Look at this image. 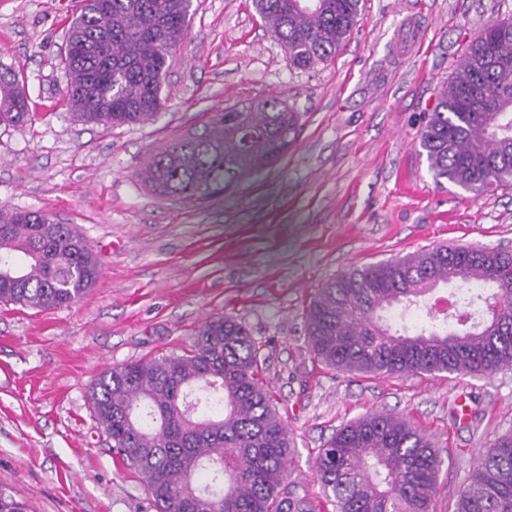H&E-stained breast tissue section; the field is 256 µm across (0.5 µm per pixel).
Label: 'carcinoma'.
I'll return each mask as SVG.
<instances>
[{"mask_svg": "<svg viewBox=\"0 0 512 512\" xmlns=\"http://www.w3.org/2000/svg\"><path fill=\"white\" fill-rule=\"evenodd\" d=\"M253 5L302 69L330 61L360 15V0ZM191 8L192 0H86L61 55L72 117L105 128L153 120ZM299 119L280 97L226 108L202 134L153 155L139 176L161 195L217 197L276 162ZM30 120L24 82L0 72V125ZM420 146L438 185L476 193L512 186L511 19L476 33L427 115ZM101 273L100 256L70 225L38 212H0V302L68 306ZM441 284L456 286L466 308L452 323L428 308ZM306 326L313 353L344 372L465 377L511 368L512 253L438 246L354 268L318 289ZM260 366V346L245 327L216 316L183 354L126 362L94 381V417L157 512H313L306 500L281 495L292 438ZM440 465L425 430L387 411L339 428L315 460L336 512H433ZM0 512L27 508L0 485ZM456 512H512V430L457 491Z\"/></svg>", "mask_w": 512, "mask_h": 512, "instance_id": "obj_1", "label": "carcinoma"}]
</instances>
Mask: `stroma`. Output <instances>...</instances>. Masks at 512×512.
<instances>
[{"label": "stroma", "mask_w": 512, "mask_h": 512, "mask_svg": "<svg viewBox=\"0 0 512 512\" xmlns=\"http://www.w3.org/2000/svg\"><path fill=\"white\" fill-rule=\"evenodd\" d=\"M185 41L143 125L75 121L60 51L79 0H0V69L23 78L34 120L0 126V210L39 211L83 234L103 262L63 308L0 302V483L29 512H155L97 424L89 390L106 368L180 354L213 316L241 322L293 438L283 492L329 512L318 448L366 412L400 414L443 464L434 512L512 429V368L377 378L321 363L306 311L345 271L442 245L512 252V186L436 184L419 143L426 115L484 25L512 0H361L332 61L294 68L251 0H193ZM280 96L300 112L277 163L207 201L169 198L139 172L224 108Z\"/></svg>", "instance_id": "1"}]
</instances>
